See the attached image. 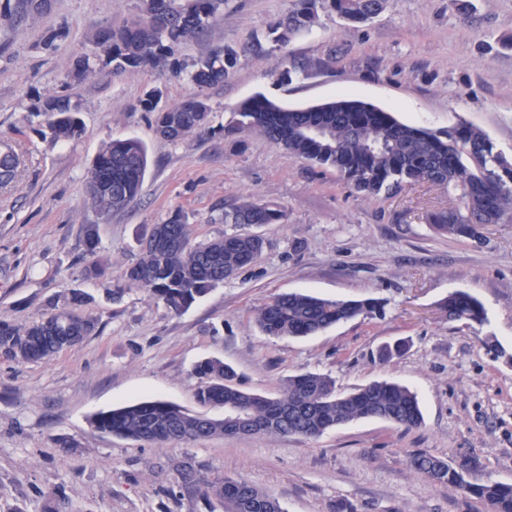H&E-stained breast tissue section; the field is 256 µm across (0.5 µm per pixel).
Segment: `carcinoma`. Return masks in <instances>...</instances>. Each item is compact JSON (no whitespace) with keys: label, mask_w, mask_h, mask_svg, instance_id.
<instances>
[{"label":"carcinoma","mask_w":512,"mask_h":512,"mask_svg":"<svg viewBox=\"0 0 512 512\" xmlns=\"http://www.w3.org/2000/svg\"><path fill=\"white\" fill-rule=\"evenodd\" d=\"M50 0H15L0 11V21H23L46 11ZM140 15L111 31L112 44L100 54L77 58L69 72L82 81L104 67L119 73L127 69L169 66L182 71L173 59L172 45L205 34L224 12V0H141ZM388 0H294L288 13L268 30L267 41L282 48L293 36L310 28L318 10H332L349 22L364 24L387 6ZM224 47L200 57L189 72L198 86L224 81L228 70ZM156 112V130L171 141L184 140L202 128L210 108L201 99L186 100L156 111L154 97L143 102ZM47 116L53 142L77 138L81 131L78 106L66 95L45 99L35 108ZM234 127L256 132L288 154L313 165L336 170L351 189L365 197L391 196L406 185L430 183L455 194L458 204L432 212L428 221L442 235L478 238V227L512 219V161L498 151L482 130L468 124L430 130L400 122L393 113L350 97L306 108H288L259 94L238 105ZM21 164L14 152L0 154V180L7 183ZM147 168V150L136 138L112 140L95 157L87 192L99 215L107 218L124 209L137 195ZM282 210L272 204L245 202L224 214L228 224H277ZM263 240L252 234L191 241L189 225L176 216L152 225L141 239L140 254L125 271L129 288H140L170 310L190 308L213 287L254 262ZM450 321L480 322L483 305L462 291L448 294L440 304ZM382 304L373 299L330 300L305 293L278 295L256 314L260 330L275 337H305L359 316L373 317ZM97 327L92 317H79L61 308L36 323L17 328L0 321V357L17 363L49 359L83 340ZM194 372L202 380L197 400L202 405L238 410V418H207L164 401L153 400L96 413L95 429L124 439L149 444L188 442L211 436L241 434L316 438L336 426L378 418L407 429L421 425L419 402L407 387L374 381L339 394L335 381L325 375L303 373L288 377L274 398L238 387L235 371L218 358L198 362ZM413 467L439 484L475 496L487 512H512V485L485 479L455 468L427 453L413 456ZM225 478L205 484L202 497L222 504L224 512H284L270 492L248 483L234 495Z\"/></svg>","instance_id":"carcinoma-1"}]
</instances>
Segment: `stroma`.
I'll use <instances>...</instances> for the list:
<instances>
[{
    "mask_svg": "<svg viewBox=\"0 0 512 512\" xmlns=\"http://www.w3.org/2000/svg\"><path fill=\"white\" fill-rule=\"evenodd\" d=\"M291 6L225 0L206 36L177 46L188 63L217 45L233 51L222 83L200 87L164 67L96 72L71 89L81 135L57 143L35 107L61 94L91 35L124 26L140 0H51L38 18L0 25V151L24 159L0 187V321L29 324L74 290L89 296L78 314L98 319L94 334L53 358L0 359V512H44L62 497L70 512H224L192 491L171 495L185 469L198 480L226 476L267 490L285 512L341 504L487 512L482 500L415 470L410 458L421 452L512 484V221L483 226L476 240L446 237L428 216L454 206L447 191L421 184L390 198L358 196L335 171L231 128L235 107L258 93L290 108L348 96L417 127L473 125L512 158V0H390L364 25L323 11L272 49L266 32ZM58 28L65 37L43 49L46 32ZM153 89L164 107L204 100L206 127L182 141L161 138L140 105ZM127 137L146 145L148 169L129 205L104 219L89 200V170L105 143ZM248 201L277 205L283 223H225ZM177 214L196 240L247 230L265 248L186 312L136 288L112 300L142 236ZM95 257L105 274L83 280ZM457 290L483 303V322L442 315L439 302ZM291 292L385 306L313 336L264 335L256 310ZM400 340L407 350L380 361V348ZM205 357L233 366L241 389L269 397L306 372L331 376L344 392L394 381L416 393L423 423L363 419L311 439L213 436L164 447L90 425L97 412L152 399L223 417V408L196 400L193 367ZM61 437L71 447H59Z\"/></svg>",
    "mask_w": 512,
    "mask_h": 512,
    "instance_id": "1",
    "label": "stroma"
}]
</instances>
